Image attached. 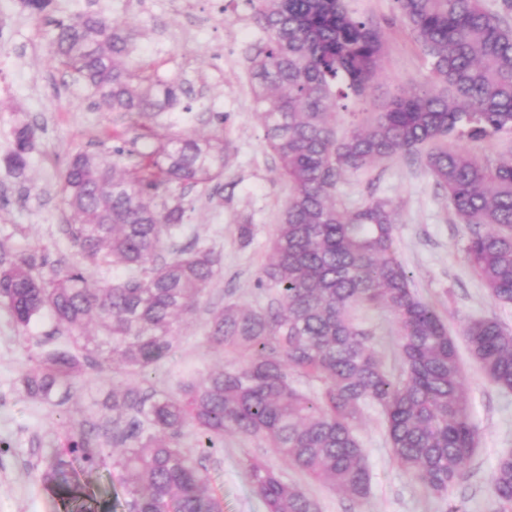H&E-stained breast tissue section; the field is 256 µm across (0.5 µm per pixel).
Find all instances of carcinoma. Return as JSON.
<instances>
[{"label":"carcinoma","mask_w":512,"mask_h":512,"mask_svg":"<svg viewBox=\"0 0 512 512\" xmlns=\"http://www.w3.org/2000/svg\"><path fill=\"white\" fill-rule=\"evenodd\" d=\"M430 70V82L392 98L371 116L351 113L336 132V109L367 103L386 51L381 23L348 0H256L262 37L246 48L258 119L288 183L258 285L266 308L230 303L213 312L205 339L241 359L184 379L156 397L124 382L112 386V410L125 417L112 456L128 489L127 512H224L208 491L202 464L178 445L186 428L206 454L224 433L258 438L289 466L353 500L371 490L356 429L368 405L385 419L392 454L431 494L448 490L476 447L456 338L420 299L399 260L395 212L383 198L348 210L336 188L349 172L403 156L424 166L459 223L469 229L467 259L491 297L512 304V154L495 161L460 140L512 135V0L488 11L482 0H396ZM137 32L112 17L77 13L56 23L58 66L83 84L104 112L136 118L154 140L130 167L78 152L62 173L68 211L62 233L84 263L0 247V302L26 328L51 313L65 347L39 356L21 383L43 400L86 366L142 372L172 351L176 324L191 314L220 259L190 242L168 258L192 210L186 191L224 189L226 144L220 129L159 136L157 116L182 106L179 77H158L133 52ZM36 128L21 124L8 157L26 173ZM120 265L126 276L95 283L91 265ZM389 311L399 329L401 367L388 370L355 316ZM470 356L498 388L512 390V331L488 318L463 330ZM91 433L71 425L51 452L42 486L56 512H94L96 492L75 463L98 464ZM245 474L267 512H318L317 502L258 458ZM512 507V455L492 477Z\"/></svg>","instance_id":"obj_1"}]
</instances>
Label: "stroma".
Segmentation results:
<instances>
[{"instance_id":"35a3bbf8","label":"stroma","mask_w":512,"mask_h":512,"mask_svg":"<svg viewBox=\"0 0 512 512\" xmlns=\"http://www.w3.org/2000/svg\"><path fill=\"white\" fill-rule=\"evenodd\" d=\"M350 5L359 14L391 22L375 101L427 83L428 67L398 20L395 0H350ZM89 7L138 31L137 57L151 63L159 76L181 77L190 88L186 109L158 118L160 133H202L206 127L200 117H224L225 190L218 196L192 190L195 210L189 230L176 239L183 245L195 238L213 249L221 258L220 273L196 311L176 325L170 355L152 365L147 376H127L147 392L171 395L184 378L224 363L223 351L205 340L210 310L227 303L259 308L268 301L257 280L271 253L288 185L279 176L256 119L247 73L244 49L259 35L254 6L251 0H55L48 15L38 18L23 11L18 0H0V244L18 251L34 247L70 263L76 253L61 231L68 216L61 174L70 156L88 151L109 159L120 147L133 163L150 145L132 116L99 111L90 92L64 73L50 54L55 21ZM22 123L36 126L38 139L29 168L19 178L3 158ZM373 195L395 207L397 255L418 297L435 307L452 335H461L477 318L496 319L512 330V304L494 300L470 268L466 229L424 168L392 158L346 174L337 187L339 202L350 209ZM246 220L252 224V237L245 245L238 226ZM361 325L386 366L399 368L393 316L369 308L361 313ZM52 328L46 314L20 329L0 305V441L6 444L0 450V512H53L40 473L49 449L64 441L56 417L75 423L90 418L107 427L117 417L110 407L114 374L108 369H84L70 389L50 401L25 392L21 378L34 358L51 348ZM460 357L477 447L447 500L431 495L395 461L374 407L358 425L372 478L366 498L350 500L289 467L264 441L231 433L225 434L223 448L202 460L210 492L223 500L224 512H265L244 470L245 460L256 457L299 484L317 501L320 512H447L451 502L463 505L465 512H502L491 477L499 459L512 453V391L492 384L468 352ZM94 444L102 448L104 458L89 481L108 512H125L128 494L112 467V445L102 437Z\"/></svg>"}]
</instances>
